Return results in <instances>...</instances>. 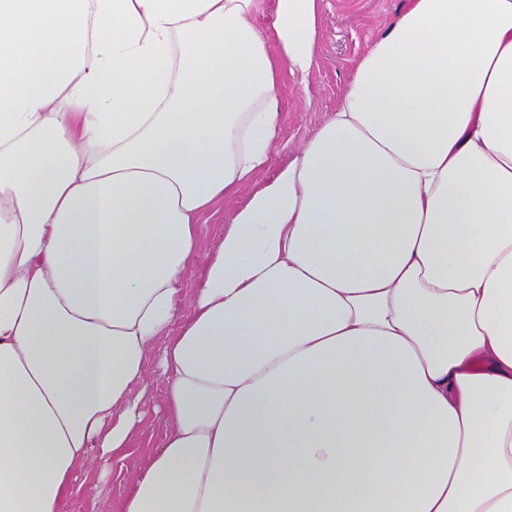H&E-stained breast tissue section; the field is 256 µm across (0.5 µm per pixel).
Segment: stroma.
Here are the masks:
<instances>
[{
  "mask_svg": "<svg viewBox=\"0 0 512 512\" xmlns=\"http://www.w3.org/2000/svg\"><path fill=\"white\" fill-rule=\"evenodd\" d=\"M406 0H321L320 39L307 88L287 85L285 107L268 169L260 180L269 179L285 165L295 150L328 119L346 90L353 63L361 58L378 35L402 14ZM228 216L222 209L205 212L199 224L200 246L185 272L186 288H193L200 269L224 233ZM137 441L124 462L113 463L99 487L96 500L75 498L68 512H113L129 477L145 452L156 447L167 426L162 412L147 403Z\"/></svg>",
  "mask_w": 512,
  "mask_h": 512,
  "instance_id": "stroma-1",
  "label": "stroma"
}]
</instances>
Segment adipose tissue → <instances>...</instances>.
Here are the masks:
<instances>
[{
	"instance_id": "adipose-tissue-1",
	"label": "adipose tissue",
	"mask_w": 512,
	"mask_h": 512,
	"mask_svg": "<svg viewBox=\"0 0 512 512\" xmlns=\"http://www.w3.org/2000/svg\"><path fill=\"white\" fill-rule=\"evenodd\" d=\"M319 16L0 0V512L123 458L153 359L117 512H512V0H409L256 184ZM249 197V191L243 190L232 202L224 203V213L221 207L205 212L200 218V247L185 272V288H193L200 269L207 263L212 249L224 233V225L228 223L230 210L238 204H244ZM161 379L154 369L151 361L144 380L147 390L154 395L155 399L146 404L143 422L140 424L137 434L135 448L128 450L129 454L123 461L124 464L113 462L109 474L99 487L96 501L92 503L83 497H76L69 504L66 512H113L114 503L124 492L129 477L136 466L139 465L149 448L157 446L161 436L165 433L167 426L164 416L160 410L155 412L159 393L158 388ZM94 510V511H93Z\"/></svg>"
}]
</instances>
